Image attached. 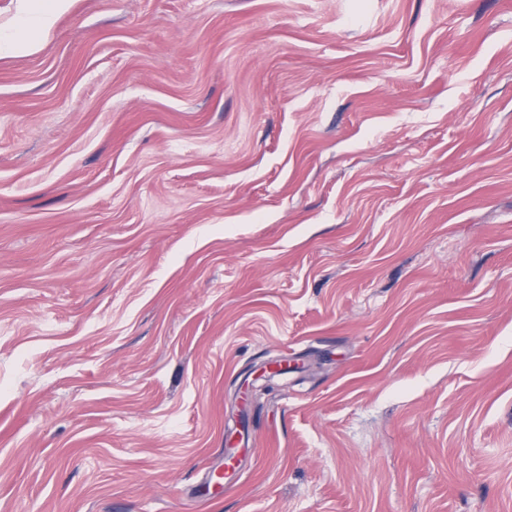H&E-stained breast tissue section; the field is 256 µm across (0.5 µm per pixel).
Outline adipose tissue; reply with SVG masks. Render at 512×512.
<instances>
[{
  "mask_svg": "<svg viewBox=\"0 0 512 512\" xmlns=\"http://www.w3.org/2000/svg\"><path fill=\"white\" fill-rule=\"evenodd\" d=\"M71 4L72 0H41V9L33 18L28 16L26 6H19L15 21L0 25V53L35 51L41 35L48 33L58 16Z\"/></svg>",
  "mask_w": 512,
  "mask_h": 512,
  "instance_id": "adipose-tissue-1",
  "label": "adipose tissue"
}]
</instances>
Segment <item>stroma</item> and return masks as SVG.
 Wrapping results in <instances>:
<instances>
[{"label":"stroma","instance_id":"1","mask_svg":"<svg viewBox=\"0 0 512 512\" xmlns=\"http://www.w3.org/2000/svg\"><path fill=\"white\" fill-rule=\"evenodd\" d=\"M0 512H512V0H73L1 57Z\"/></svg>","mask_w":512,"mask_h":512}]
</instances>
